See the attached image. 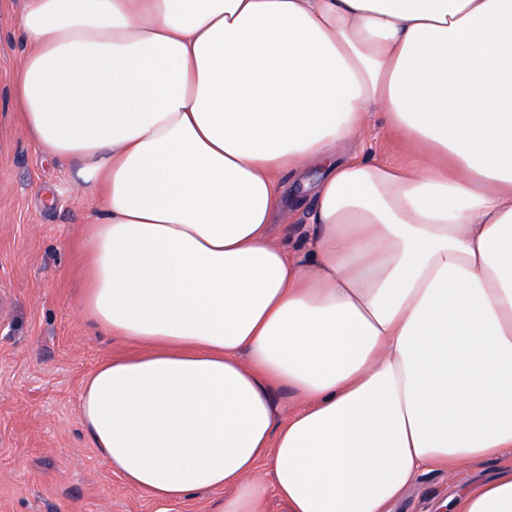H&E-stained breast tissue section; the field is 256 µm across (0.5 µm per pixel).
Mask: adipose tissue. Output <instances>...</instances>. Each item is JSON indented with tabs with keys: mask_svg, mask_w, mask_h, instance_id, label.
<instances>
[{
	"mask_svg": "<svg viewBox=\"0 0 512 512\" xmlns=\"http://www.w3.org/2000/svg\"><path fill=\"white\" fill-rule=\"evenodd\" d=\"M22 128L95 194L104 463L218 512H512V0H24ZM378 110L406 164L350 156ZM316 171L304 248L279 176ZM288 388V414L273 394ZM270 479H255L258 469ZM495 468L494 461L486 460L470 464L456 472H448L445 469L425 472L418 476L406 497L394 511L445 512L450 489L467 483L474 475L491 473Z\"/></svg>",
	"mask_w": 512,
	"mask_h": 512,
	"instance_id": "1",
	"label": "adipose tissue"
}]
</instances>
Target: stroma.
Returning a JSON list of instances; mask_svg holds the SVG:
<instances>
[{"label":"stroma","instance_id":"1","mask_svg":"<svg viewBox=\"0 0 512 512\" xmlns=\"http://www.w3.org/2000/svg\"><path fill=\"white\" fill-rule=\"evenodd\" d=\"M19 5L0 0V512H213L208 492L162 503L127 486L85 435L83 379L113 354L138 347L91 328L80 312V241L94 200L18 122L9 79L25 51L16 33ZM344 150L410 159L377 113L364 140ZM281 183L295 202L287 231L294 245L310 231L313 197L299 176L283 173ZM495 467L486 460L423 473L396 512H446L450 489Z\"/></svg>","mask_w":512,"mask_h":512}]
</instances>
